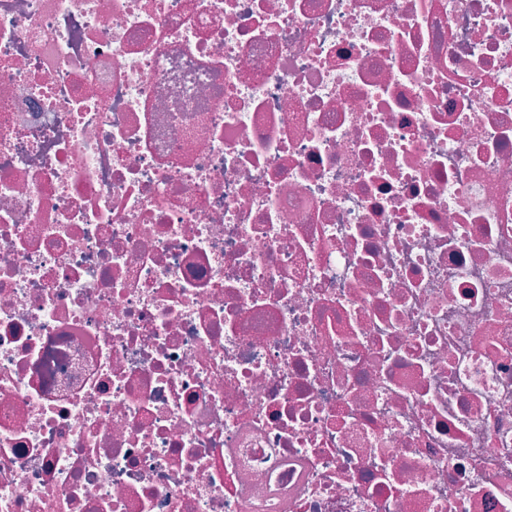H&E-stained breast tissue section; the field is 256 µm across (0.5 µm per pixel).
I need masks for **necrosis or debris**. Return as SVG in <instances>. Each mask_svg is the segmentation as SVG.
<instances>
[{
  "label": "necrosis or debris",
  "mask_w": 512,
  "mask_h": 512,
  "mask_svg": "<svg viewBox=\"0 0 512 512\" xmlns=\"http://www.w3.org/2000/svg\"><path fill=\"white\" fill-rule=\"evenodd\" d=\"M0 512H512V0H0Z\"/></svg>",
  "instance_id": "4bbe7bcc"
}]
</instances>
